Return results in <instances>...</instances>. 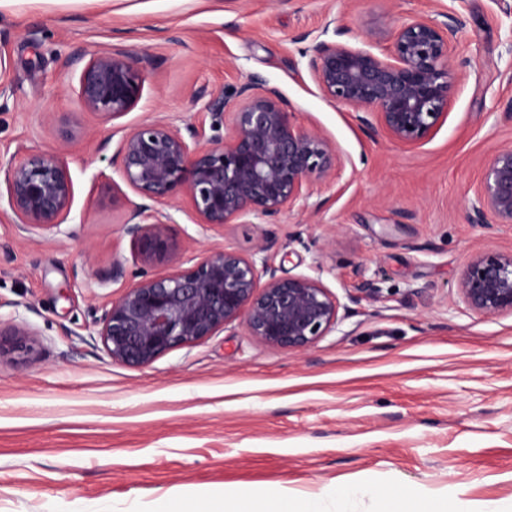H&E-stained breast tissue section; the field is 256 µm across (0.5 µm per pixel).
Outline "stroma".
Returning <instances> with one entry per match:
<instances>
[{"instance_id": "obj_1", "label": "stroma", "mask_w": 512, "mask_h": 512, "mask_svg": "<svg viewBox=\"0 0 512 512\" xmlns=\"http://www.w3.org/2000/svg\"><path fill=\"white\" fill-rule=\"evenodd\" d=\"M450 14L465 21L459 80L424 144L366 129L318 91L302 34L335 31L385 54L401 22ZM107 47L145 78L118 125L76 93L90 53ZM251 75L335 145L342 168L308 211L274 224L210 228L177 197L169 235L188 256L216 245L250 256L266 242L280 275L320 277L350 311L302 352L261 343L240 319L150 365L113 362L94 314L147 269L123 230L129 204L112 196L123 129L202 123L200 88L228 94ZM510 145L512 0L0 7V158L62 151L73 184L56 231L23 233L0 208V326L33 331L25 354L0 352V512H155L250 487L320 499L323 512H379L381 496L408 493L512 512V315H475L457 290L474 254L512 252V224L468 220L487 159ZM366 282L379 294L358 299Z\"/></svg>"}]
</instances>
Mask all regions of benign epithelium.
<instances>
[{"label":"benign epithelium","instance_id":"benign-epithelium-1","mask_svg":"<svg viewBox=\"0 0 512 512\" xmlns=\"http://www.w3.org/2000/svg\"><path fill=\"white\" fill-rule=\"evenodd\" d=\"M464 25L453 14L445 22L411 17L396 27L387 55L317 39L308 50L310 73L327 101L360 113L368 129L419 145L448 117L457 84L454 43ZM142 88L134 56L100 49L82 70L78 100L114 121L137 105ZM196 101L203 102L212 135L193 122L156 119L130 128L117 144L120 181L112 182V197L125 195L126 187L139 198L130 202L123 230L142 264L172 266L125 287L96 319L108 356L124 365H148L240 318L260 342L303 351L340 320L339 300L317 277L281 276L267 258L226 247L200 256L178 252L168 234L176 219L162 209L176 196H186L198 224H273L304 207L313 186L336 178L342 166L336 147L298 125L281 92L258 76L232 99L202 87ZM0 173L20 229L50 231L64 223L73 186L60 153L0 158ZM475 196L470 223L512 224L511 146L492 154ZM457 289L477 315H512V253H477Z\"/></svg>","mask_w":512,"mask_h":512}]
</instances>
